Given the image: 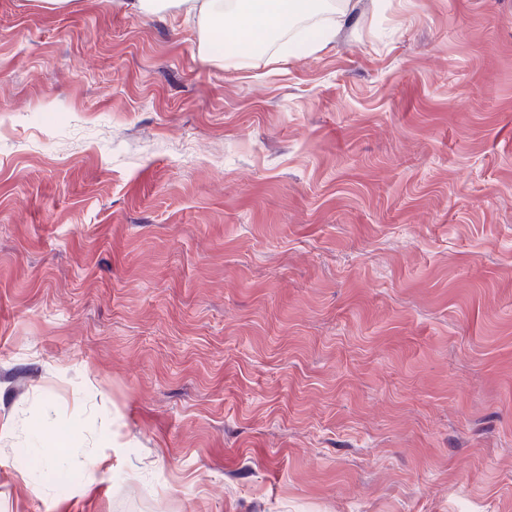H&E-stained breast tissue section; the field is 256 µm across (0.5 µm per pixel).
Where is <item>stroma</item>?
Returning a JSON list of instances; mask_svg holds the SVG:
<instances>
[{"label":"stroma","mask_w":512,"mask_h":512,"mask_svg":"<svg viewBox=\"0 0 512 512\" xmlns=\"http://www.w3.org/2000/svg\"><path fill=\"white\" fill-rule=\"evenodd\" d=\"M4 370L0 512H512V0H0ZM339 2L337 9L335 0H128L124 6L141 16L182 13L193 18L200 56L222 68H244L277 42L281 46L273 62L326 47L350 18V0ZM312 17L323 18V25L292 35L300 20ZM224 20L234 36L224 38ZM241 43L252 44V52L245 53Z\"/></svg>","instance_id":"35a3bbf8"}]
</instances>
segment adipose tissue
<instances>
[{
  "mask_svg": "<svg viewBox=\"0 0 512 512\" xmlns=\"http://www.w3.org/2000/svg\"><path fill=\"white\" fill-rule=\"evenodd\" d=\"M141 16L181 13L195 21L197 50L221 67L244 68L279 44L278 59L313 53L347 24L350 0H127Z\"/></svg>",
  "mask_w": 512,
  "mask_h": 512,
  "instance_id": "adipose-tissue-1",
  "label": "adipose tissue"
}]
</instances>
